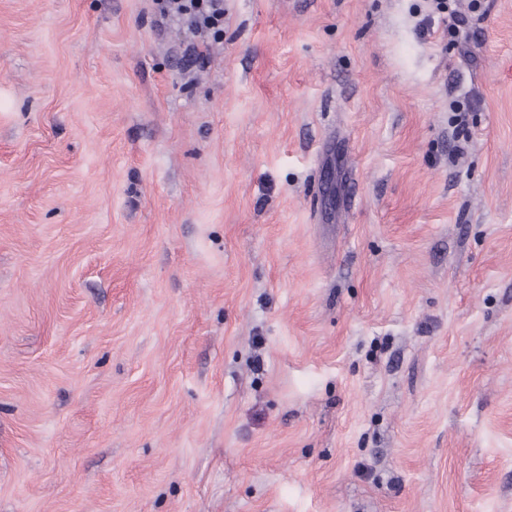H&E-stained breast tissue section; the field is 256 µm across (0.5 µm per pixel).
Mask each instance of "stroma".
I'll use <instances>...</instances> for the list:
<instances>
[{
  "instance_id": "obj_1",
  "label": "stroma",
  "mask_w": 512,
  "mask_h": 512,
  "mask_svg": "<svg viewBox=\"0 0 512 512\" xmlns=\"http://www.w3.org/2000/svg\"><path fill=\"white\" fill-rule=\"evenodd\" d=\"M0 0V512H512V0ZM162 18H178L185 21L199 42L185 49V57L191 62L206 57L209 37L216 39L224 31V0H154Z\"/></svg>"
}]
</instances>
